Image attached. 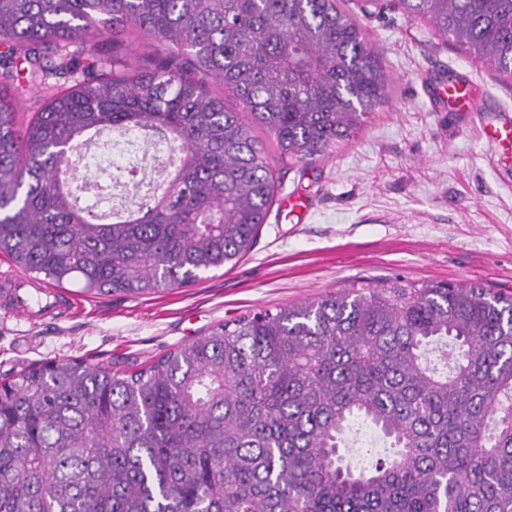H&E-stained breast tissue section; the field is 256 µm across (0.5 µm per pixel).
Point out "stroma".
Instances as JSON below:
<instances>
[{
    "mask_svg": "<svg viewBox=\"0 0 512 512\" xmlns=\"http://www.w3.org/2000/svg\"><path fill=\"white\" fill-rule=\"evenodd\" d=\"M360 23L390 98L333 155L287 171L244 259L170 292L78 293L59 320L0 318V377L54 358L137 370L245 314L392 281L512 295V154L480 133L512 110V79L446 45L428 19L387 8ZM455 72L482 91L466 121L429 101Z\"/></svg>",
    "mask_w": 512,
    "mask_h": 512,
    "instance_id": "obj_1",
    "label": "stroma"
}]
</instances>
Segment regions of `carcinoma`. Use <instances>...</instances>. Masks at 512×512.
I'll list each match as a JSON object with an SVG mask.
<instances>
[{
	"instance_id": "1",
	"label": "carcinoma",
	"mask_w": 512,
	"mask_h": 512,
	"mask_svg": "<svg viewBox=\"0 0 512 512\" xmlns=\"http://www.w3.org/2000/svg\"><path fill=\"white\" fill-rule=\"evenodd\" d=\"M393 6L512 73V0ZM102 16L111 43L83 64L68 47ZM361 34L341 0H0V253L96 295L237 263L281 188L269 148L312 165L388 101ZM130 38L165 53L133 66ZM79 69L24 120L22 73ZM129 129L180 151L106 221L71 189L79 159L49 146ZM357 418L391 458L343 463ZM0 512H512V296L394 282L242 316L135 371L31 364L0 382Z\"/></svg>"
}]
</instances>
